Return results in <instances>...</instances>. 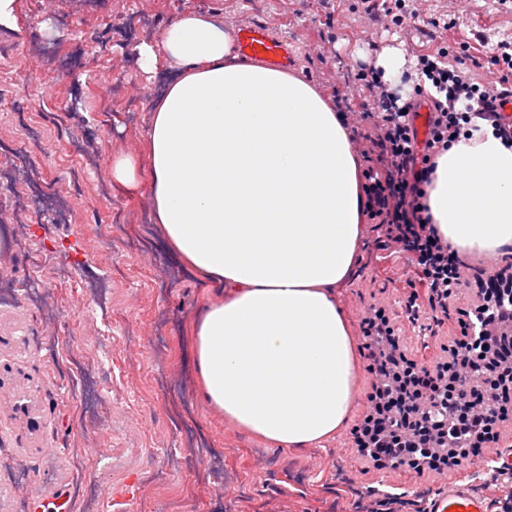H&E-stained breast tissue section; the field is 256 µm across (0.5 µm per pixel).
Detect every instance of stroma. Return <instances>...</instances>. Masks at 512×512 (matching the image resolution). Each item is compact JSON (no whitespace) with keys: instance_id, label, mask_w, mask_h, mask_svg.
Segmentation results:
<instances>
[{"instance_id":"1","label":"stroma","mask_w":512,"mask_h":512,"mask_svg":"<svg viewBox=\"0 0 512 512\" xmlns=\"http://www.w3.org/2000/svg\"><path fill=\"white\" fill-rule=\"evenodd\" d=\"M357 0H17L0 26V90L28 107L42 136L0 111V512L21 501L68 496L72 512H390L463 481L486 512H501L512 484L469 459L439 469L376 465L356 437L373 392L365 320L383 310L408 360L430 369L448 360L460 320L478 298L487 261L466 262L469 292L450 299L437 326L405 308L427 303L404 254L384 248L385 230L366 228L356 272L338 297L356 342L358 395L345 428L322 446L278 448L237 430L197 395L188 324L211 294L185 269L151 220L146 188L112 178L119 153L144 156V136L163 79L146 80L134 48L159 39L181 12L223 16L225 27L262 22L292 50L289 69L327 97L388 45L408 59L482 32L512 35V8L470 0L456 28L432 27L448 0H428L427 21L400 29L364 23ZM111 99L113 111L99 112ZM58 188L48 210L17 214L15 192ZM87 461L75 480L72 454ZM36 459L22 482L14 471ZM137 496L113 490L125 480Z\"/></svg>"}]
</instances>
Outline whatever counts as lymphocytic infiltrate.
Wrapping results in <instances>:
<instances>
[{
  "label": "lymphocytic infiltrate",
  "instance_id": "lymphocytic-infiltrate-1",
  "mask_svg": "<svg viewBox=\"0 0 512 512\" xmlns=\"http://www.w3.org/2000/svg\"><path fill=\"white\" fill-rule=\"evenodd\" d=\"M361 13L371 22L387 19L398 27L420 16L412 0H361ZM356 79L358 91L365 94L362 109L376 119L374 145L378 152L363 171L366 214L375 223L386 225L394 241L404 244L428 289L430 313L447 311L445 289L466 285L463 263L428 227L423 186L438 153L459 139L471 138L483 125H490L497 136L512 143V121L502 113L507 99L512 98V40H499L483 60L471 55L466 41L445 43L418 55L412 95L401 104L388 94L378 70L360 69ZM423 98L432 106V126L424 141L418 139L413 121ZM378 369L393 375L397 388L373 395L374 411L365 418L362 437L383 460L411 442L419 448L430 447L433 430L422 427L409 438L383 434L380 425L387 413L415 401L420 388L434 386V378L417 376L391 357L381 360Z\"/></svg>",
  "mask_w": 512,
  "mask_h": 512
}]
</instances>
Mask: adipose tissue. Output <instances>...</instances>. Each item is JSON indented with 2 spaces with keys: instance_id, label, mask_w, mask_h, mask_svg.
I'll list each match as a JSON object with an SVG mask.
<instances>
[{
  "instance_id": "1",
  "label": "adipose tissue",
  "mask_w": 512,
  "mask_h": 512,
  "mask_svg": "<svg viewBox=\"0 0 512 512\" xmlns=\"http://www.w3.org/2000/svg\"><path fill=\"white\" fill-rule=\"evenodd\" d=\"M142 73L173 78L152 107L147 183L153 217L190 269L218 286L192 322L207 406L282 448L336 437L358 395L354 339L336 292L364 245L360 162L344 113L313 82L240 56L213 14L186 12ZM424 199L461 256L512 252V147L492 133L436 159Z\"/></svg>"
}]
</instances>
